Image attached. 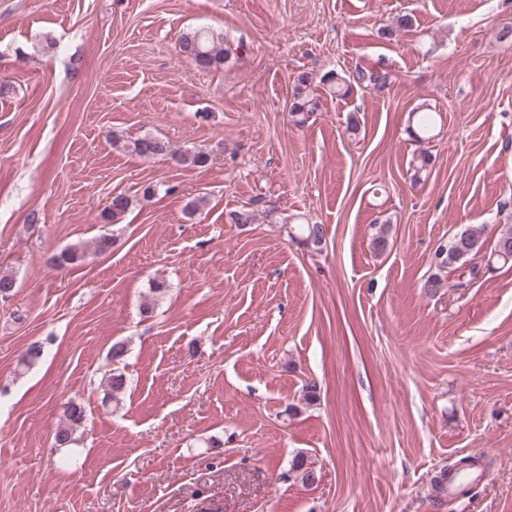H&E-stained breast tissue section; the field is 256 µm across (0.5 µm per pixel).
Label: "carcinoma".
I'll return each mask as SVG.
<instances>
[{
	"label": "carcinoma",
	"mask_w": 512,
	"mask_h": 512,
	"mask_svg": "<svg viewBox=\"0 0 512 512\" xmlns=\"http://www.w3.org/2000/svg\"><path fill=\"white\" fill-rule=\"evenodd\" d=\"M413 26V17L403 14L396 18L395 24L385 26L379 30L380 38L391 41L399 32ZM235 48L221 33L209 29H195L183 33L178 41V56L191 61L202 71H219L229 61ZM390 74L385 71L373 72L361 68L353 71L338 72L329 70L319 79V84L325 86L336 96L346 97L353 89H370L380 92L389 85ZM319 110V99L312 90V76L307 71L299 72L293 79L292 100L289 112L298 125L306 123L307 119ZM408 129L414 138L422 142L430 138L434 127L432 109L422 105L409 113ZM124 147L147 159H170L179 165L203 167L212 158L220 153V144L210 146L208 149H194L185 151L174 150L169 143L152 136H144L129 141ZM133 205L130 196L118 193L113 195L99 214L104 224H118ZM229 218L234 224L243 226L256 221V212L253 208L243 205L232 211ZM304 240L318 247L323 243L325 230L323 225L306 222L301 227ZM114 238L102 235L90 244H69L56 252L51 263L54 268L63 270L82 263L92 251L96 254H106L111 251ZM484 241L482 232L465 226L458 230L448 240L442 241L432 255V263L436 273L432 274L424 283L430 293L440 288L459 291L470 286L471 282L480 274V264L475 262L477 256L483 251ZM489 261L492 264H508L512 262V225L506 224L501 228L494 240V249L490 252ZM448 274V278L441 277V273ZM128 353L127 342L120 340L112 344L108 356L112 361V370L104 375L100 385L108 389L107 397L116 401L125 391L127 379L119 367ZM86 407L75 401L65 404L61 422L56 429L54 442L59 448H67L74 444V435L86 421Z\"/></svg>",
	"instance_id": "carcinoma-1"
}]
</instances>
